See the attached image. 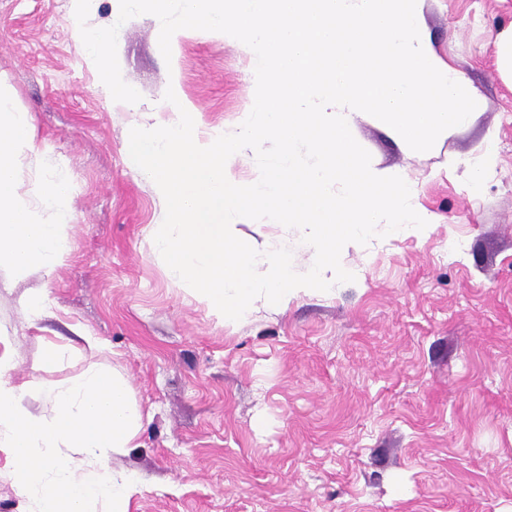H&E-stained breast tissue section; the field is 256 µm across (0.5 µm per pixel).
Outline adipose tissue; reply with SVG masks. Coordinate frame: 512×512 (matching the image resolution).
I'll return each mask as SVG.
<instances>
[{"label": "adipose tissue", "instance_id": "1", "mask_svg": "<svg viewBox=\"0 0 512 512\" xmlns=\"http://www.w3.org/2000/svg\"><path fill=\"white\" fill-rule=\"evenodd\" d=\"M0 84V281L12 284L33 271L50 273L68 249L64 175L45 181L34 197L21 194L17 163L34 149L27 113L14 111ZM0 336V447L15 466L13 483L37 512H128L137 478L112 470L111 454L129 451L142 413L117 371L89 366L76 380L40 388L32 411L27 392L13 383L16 359Z\"/></svg>", "mask_w": 512, "mask_h": 512}]
</instances>
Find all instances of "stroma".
Listing matches in <instances>:
<instances>
[{"mask_svg":"<svg viewBox=\"0 0 512 512\" xmlns=\"http://www.w3.org/2000/svg\"><path fill=\"white\" fill-rule=\"evenodd\" d=\"M424 21L479 100L469 122L423 153L366 113L349 126L413 183L426 228L350 246L354 282L259 297L227 321L166 275L165 202L125 144L163 120L169 88L203 131L233 132L253 107L250 56L222 33L184 32L164 60L159 20L133 17L117 37L142 96L128 107L101 85L72 0H0V83L36 128L21 189L61 169L71 216L52 274L0 288V336L31 408L41 384L93 364L127 380L143 427L109 465L142 479L129 512H512V0H425ZM489 149L495 166L473 185ZM238 230L307 271L300 230ZM34 289L48 303L37 318L23 303ZM49 341L64 350L51 365Z\"/></svg>","mask_w":512,"mask_h":512,"instance_id":"1","label":"stroma"}]
</instances>
